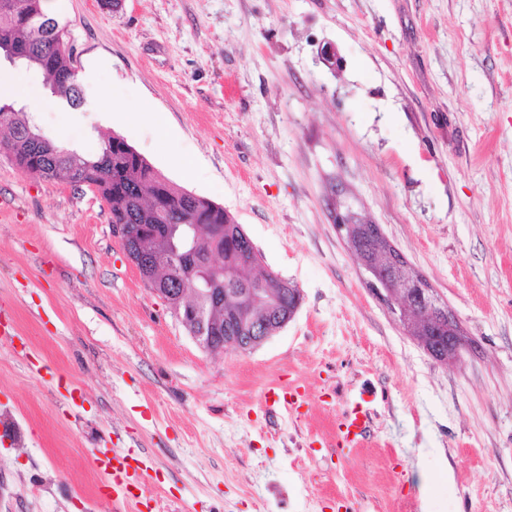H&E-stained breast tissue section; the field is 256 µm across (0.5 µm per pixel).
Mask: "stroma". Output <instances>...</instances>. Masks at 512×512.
Wrapping results in <instances>:
<instances>
[{
    "label": "stroma",
    "mask_w": 512,
    "mask_h": 512,
    "mask_svg": "<svg viewBox=\"0 0 512 512\" xmlns=\"http://www.w3.org/2000/svg\"><path fill=\"white\" fill-rule=\"evenodd\" d=\"M84 98L46 105L86 154L121 135L222 206L302 295L250 352L202 350L91 188L0 153V512H133L99 452L143 453L152 512H512V0H45ZM333 43L339 72L318 62ZM197 164L184 172L179 160ZM381 225L469 340L433 360L334 224ZM295 387L300 407L276 398ZM367 404L371 435L336 438Z\"/></svg>",
    "instance_id": "stroma-1"
}]
</instances>
